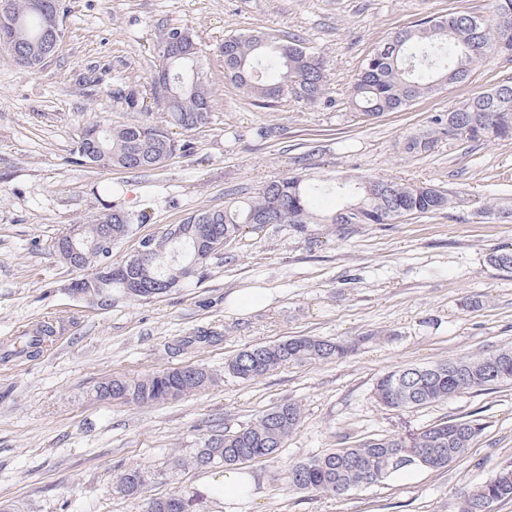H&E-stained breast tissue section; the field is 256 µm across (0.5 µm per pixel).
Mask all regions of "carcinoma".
<instances>
[{
    "instance_id": "obj_1",
    "label": "carcinoma",
    "mask_w": 512,
    "mask_h": 512,
    "mask_svg": "<svg viewBox=\"0 0 512 512\" xmlns=\"http://www.w3.org/2000/svg\"><path fill=\"white\" fill-rule=\"evenodd\" d=\"M34 0H5L11 18L22 25L26 39L41 40L43 19L33 8ZM224 75L248 96L272 104L291 98L309 106L324 99L325 70L320 55L300 38L286 40L271 32L257 31L224 39ZM153 79V100L167 114V122L190 131L187 121L201 128L212 112L208 84L199 71L200 57L158 54ZM512 58V0H491L484 15L452 12L421 20L394 31L377 51L370 54L350 88L351 111L376 119L387 112H399L414 101L466 80L472 69L491 60ZM85 131L97 132L102 168L144 170L159 168L182 149L167 127L144 121L116 127L97 122ZM478 143L487 139L512 140V81L499 82L467 99L448 112V121L438 117L428 131L407 136L402 144L406 154L433 152L442 139ZM325 196H341L344 205L333 211L316 207ZM451 197L432 185H411L391 180L362 177L331 182L302 175L273 180L255 195L230 199L224 206L196 210L183 220L193 224L202 216L216 227L215 238L205 244L188 230L173 237L170 230L150 239V254L126 274L102 284L112 300H142L144 296L127 290L126 280H135L170 291L207 275L209 263L197 262V255L210 250L218 254L247 227L286 224L299 234L319 230L322 224L346 223V210H357L356 224H391L403 216L423 217L450 208ZM128 213L103 215L91 224H82L76 241L79 261L69 254L59 257L77 270L96 269L109 258L102 243L103 232L112 245L121 243L132 231ZM489 262L503 271L512 270V250L492 253ZM57 334V327L39 322L22 334L0 342V360L9 362L40 357ZM353 346L341 340L317 336H292L267 346L236 353L224 362V375L252 381L284 364H305L346 357ZM217 380L203 367L189 365L140 376L112 377V402L136 406L179 400ZM512 383V349H502L475 357H464L428 366L391 370L378 378L374 397L393 409L427 406L472 390H491ZM301 422L298 403L285 401L273 406L253 421L237 429L212 430L187 458H177V467L221 468L246 461L277 456L288 437ZM481 432L476 419H440L419 433L410 446L386 436L366 437L342 448L288 465L286 479L296 490L332 496L384 484L417 469L438 471L455 462ZM156 473L146 467L121 470L114 482L117 493L138 498L153 483ZM490 494L512 498V469L504 468L484 483L463 493L471 512H480L481 502ZM172 495L143 499L142 512H171Z\"/></svg>"
}]
</instances>
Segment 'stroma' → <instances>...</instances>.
Returning a JSON list of instances; mask_svg holds the SVG:
<instances>
[{
    "label": "stroma",
    "instance_id": "35a3bbf8",
    "mask_svg": "<svg viewBox=\"0 0 512 512\" xmlns=\"http://www.w3.org/2000/svg\"><path fill=\"white\" fill-rule=\"evenodd\" d=\"M489 0H60L66 29L42 68L19 66L0 48V340L41 321L63 330L39 358L0 362V504L16 512H139L112 490L120 469L147 466L149 495L203 493V512H454L460 493L512 467V384L426 407L393 410L373 398L390 370L512 348V272L489 255L512 249V141L402 153L401 141L429 129L476 91L512 78L496 60L461 84L401 112L362 121L350 86L365 58L410 23L456 11L485 14ZM190 30L209 80V124L174 130L185 146L158 169L128 171L77 163L85 125H161L151 95L158 46L170 29ZM297 36L319 52L325 102L282 100L266 108L224 76L220 47L247 31ZM135 93L137 108L123 96ZM271 128L265 139L257 127ZM336 180L385 177L455 192L453 210L392 224H351L311 237L265 225L224 247L207 276L148 300L101 311L68 294L75 271L53 243L69 225L112 210L139 216L112 250L123 262L145 237L194 210L254 195L289 175ZM265 288L269 303L230 313L229 296ZM481 300L479 310L465 304ZM209 335L179 351L178 341ZM291 336L360 340L351 356L286 365L254 381L224 378L239 350ZM217 374L183 399L139 407L98 401V382L187 365ZM292 400L302 420L277 458L249 462L257 492L234 504L206 495L213 473L174 469L210 426L236 429ZM448 418L479 420L481 434L448 468L417 470L382 485L332 496L289 489L288 463L342 438L408 442Z\"/></svg>",
    "mask_w": 512,
    "mask_h": 512
}]
</instances>
